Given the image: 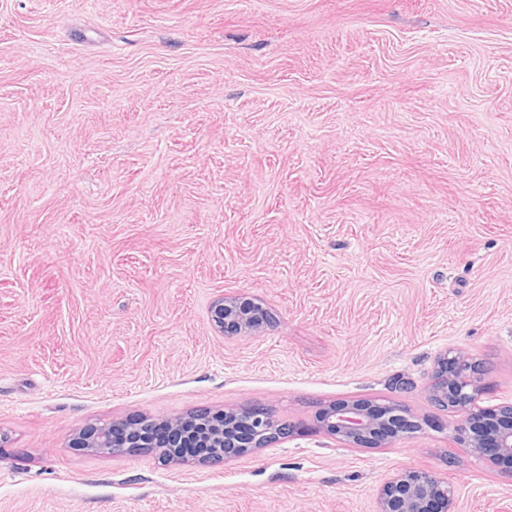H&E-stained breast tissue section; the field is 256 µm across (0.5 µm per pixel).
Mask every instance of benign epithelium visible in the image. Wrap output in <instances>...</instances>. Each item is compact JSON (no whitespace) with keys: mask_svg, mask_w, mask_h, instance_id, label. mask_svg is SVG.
Masks as SVG:
<instances>
[{"mask_svg":"<svg viewBox=\"0 0 512 512\" xmlns=\"http://www.w3.org/2000/svg\"><path fill=\"white\" fill-rule=\"evenodd\" d=\"M214 326L226 337L260 333L271 326V315L252 297L221 296L209 308ZM481 369L464 355L447 351L440 355L428 399L440 410H463L465 415L454 425V438L464 447L484 455L486 449L512 457V404L497 408H475ZM201 425L209 444L217 448L213 461L250 454L267 448L293 431L291 423L281 421L273 411L261 407L228 409L217 418L210 414L177 419H137L113 422L108 427L90 430L82 447L93 451L109 448L114 453L147 449L165 461L179 459L175 442L146 440L149 431L164 428L168 434L185 435ZM317 430L348 447L382 445L389 432L415 433L421 423L396 403L365 405L352 401L331 404L317 417ZM454 495L448 480L438 474L409 469L386 479L379 492L378 512H453Z\"/></svg>","mask_w":512,"mask_h":512,"instance_id":"1","label":"benign epithelium"}]
</instances>
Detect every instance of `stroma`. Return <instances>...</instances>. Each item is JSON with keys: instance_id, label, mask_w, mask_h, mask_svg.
<instances>
[{"instance_id": "1", "label": "stroma", "mask_w": 512, "mask_h": 512, "mask_svg": "<svg viewBox=\"0 0 512 512\" xmlns=\"http://www.w3.org/2000/svg\"><path fill=\"white\" fill-rule=\"evenodd\" d=\"M448 350L512 402V0H0V512H377L403 469L512 512ZM355 400L423 428L317 431ZM257 405L295 434L222 462L73 444ZM214 326L225 337L255 335L271 326V315L252 297L221 296L209 308ZM481 375L476 361H469L461 353L446 351L437 361L428 399L442 411H466L453 427L454 438L462 446L488 456L486 448H495L496 453L512 458V404L492 409L472 406ZM486 416L498 423L497 429L490 433L481 428ZM359 401L330 404L317 417V430L348 447L382 445L400 433L422 430L421 423L396 403L372 404ZM391 430L396 431L389 435Z\"/></svg>"}]
</instances>
